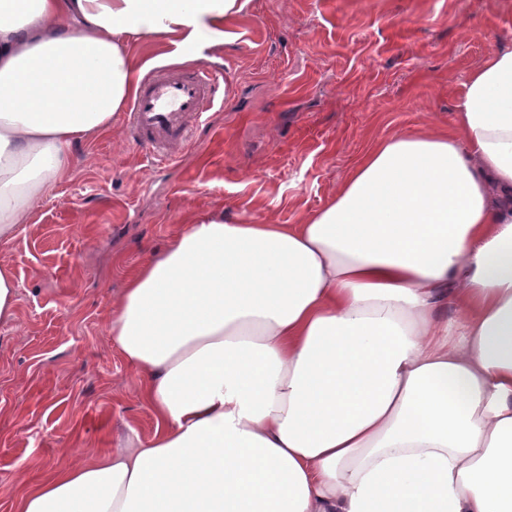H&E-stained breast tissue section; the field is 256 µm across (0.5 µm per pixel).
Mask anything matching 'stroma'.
Segmentation results:
<instances>
[{"mask_svg":"<svg viewBox=\"0 0 512 512\" xmlns=\"http://www.w3.org/2000/svg\"><path fill=\"white\" fill-rule=\"evenodd\" d=\"M229 28L208 62L232 96L177 164L148 165L116 126L0 242L19 299L0 323V512L24 482L152 438L106 333L129 274L215 212L299 223L373 140L451 124L470 71L512 38V0H250Z\"/></svg>","mask_w":512,"mask_h":512,"instance_id":"35a3bbf8","label":"stroma"}]
</instances>
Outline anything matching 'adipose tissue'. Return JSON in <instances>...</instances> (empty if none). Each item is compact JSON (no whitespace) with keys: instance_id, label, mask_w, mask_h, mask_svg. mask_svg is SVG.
<instances>
[{"instance_id":"ef3b65f1","label":"adipose tissue","mask_w":512,"mask_h":512,"mask_svg":"<svg viewBox=\"0 0 512 512\" xmlns=\"http://www.w3.org/2000/svg\"><path fill=\"white\" fill-rule=\"evenodd\" d=\"M248 0H0V240L110 130L134 53L227 43ZM451 126L373 141L297 224L186 225L106 331L151 440L17 512H512V46Z\"/></svg>"}]
</instances>
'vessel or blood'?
Segmentation results:
<instances>
[{
  "instance_id": "b4317fda",
  "label": "vessel or blood",
  "mask_w": 512,
  "mask_h": 512,
  "mask_svg": "<svg viewBox=\"0 0 512 512\" xmlns=\"http://www.w3.org/2000/svg\"><path fill=\"white\" fill-rule=\"evenodd\" d=\"M224 74L198 63L154 70L126 114L130 138L151 164H171L192 148L203 117L222 100Z\"/></svg>"
}]
</instances>
